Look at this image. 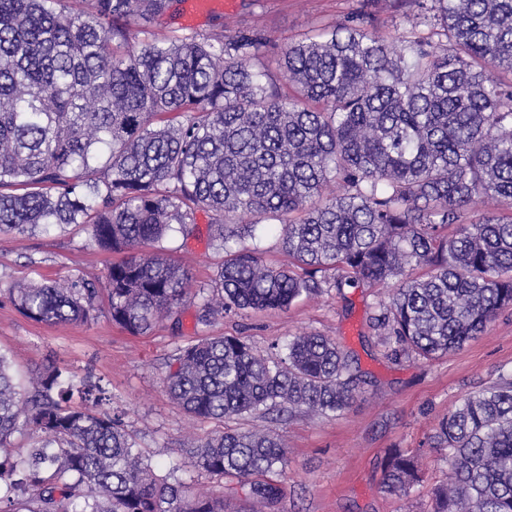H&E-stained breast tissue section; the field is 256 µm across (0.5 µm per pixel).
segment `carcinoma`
I'll return each mask as SVG.
<instances>
[{
  "instance_id": "carcinoma-1",
  "label": "carcinoma",
  "mask_w": 512,
  "mask_h": 512,
  "mask_svg": "<svg viewBox=\"0 0 512 512\" xmlns=\"http://www.w3.org/2000/svg\"><path fill=\"white\" fill-rule=\"evenodd\" d=\"M0 0V232L77 224L129 255L103 286L30 284L14 302L42 323L84 324L105 300L133 335L174 313L191 288L162 254L194 234L199 211L224 250L198 321L231 310H285L333 287L393 285L374 315L423 359L446 355L512 307V0H409V27L387 40L361 10L280 48L283 92L263 67L257 28L191 31L130 44L178 0ZM342 191L328 197L324 186ZM478 200L507 209L466 222ZM241 212L248 224H234ZM456 225L453 233L448 227ZM278 234L288 264L249 244ZM426 266L420 277L406 272ZM166 390L188 414L347 410L357 376L318 333L281 356L216 336L175 358ZM27 394L0 354V512H224L157 475L105 408L91 377L48 365ZM42 433L18 462L15 433ZM452 479L433 512H512V378L470 392L438 424ZM215 477L241 478L252 512L280 499L262 480L286 464L270 429L226 430L190 450ZM420 453L388 451L384 492L407 496Z\"/></svg>"
}]
</instances>
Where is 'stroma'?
Masks as SVG:
<instances>
[{
    "label": "stroma",
    "instance_id": "obj_1",
    "mask_svg": "<svg viewBox=\"0 0 512 512\" xmlns=\"http://www.w3.org/2000/svg\"><path fill=\"white\" fill-rule=\"evenodd\" d=\"M369 5L379 29L393 37L407 5L394 0H238L235 11L213 5L202 30L262 29L276 46L296 41L316 27L332 26ZM210 216L198 213L190 239L173 237L168 255L187 268L193 287L210 283L224 260L210 243ZM119 254L99 250L78 225L33 235L0 234V353L11 361L20 391L32 372L56 364L71 374L103 380L110 409L159 472L177 468L192 495L223 496L227 512H243L237 482L195 467L188 451L217 423L185 413L166 391L164 379L179 351L211 336H235L255 351L281 352L293 336L315 332L335 340L354 356L361 381L343 413L311 417L298 413L280 421L261 414L229 421L232 429L265 427L288 446L287 464L276 476L283 495L273 512H431L436 484L450 476L448 452L430 447L439 422L467 393L512 376V308L490 322L482 335L445 357L425 360L402 352L371 322L388 287L347 288L300 298L284 311L216 315L197 320L198 298H187L173 318L148 333L132 335L112 323L106 308L81 326L47 325L22 314L13 290L27 282L103 283ZM421 450L424 479L398 499L380 488L388 449Z\"/></svg>",
    "mask_w": 512,
    "mask_h": 512
}]
</instances>
